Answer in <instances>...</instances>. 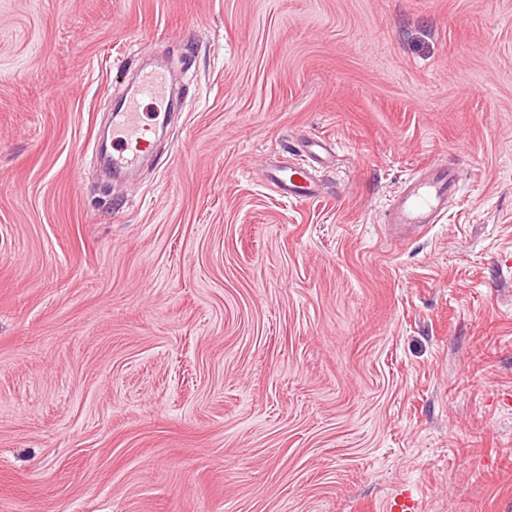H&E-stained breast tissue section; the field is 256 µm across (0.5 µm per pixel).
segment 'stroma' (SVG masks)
Instances as JSON below:
<instances>
[{
  "label": "stroma",
  "mask_w": 512,
  "mask_h": 512,
  "mask_svg": "<svg viewBox=\"0 0 512 512\" xmlns=\"http://www.w3.org/2000/svg\"><path fill=\"white\" fill-rule=\"evenodd\" d=\"M182 106L91 165L140 59ZM328 137L318 198L266 181ZM459 169L437 224L402 182ZM512 512V0H0V512ZM458 186L459 173L452 165H425L405 181L384 224L400 238L413 228L434 224L442 205Z\"/></svg>",
  "instance_id": "stroma-1"
}]
</instances>
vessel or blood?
<instances>
[{"label": "vessel or blood", "mask_w": 512, "mask_h": 512, "mask_svg": "<svg viewBox=\"0 0 512 512\" xmlns=\"http://www.w3.org/2000/svg\"><path fill=\"white\" fill-rule=\"evenodd\" d=\"M171 80L162 67L140 68L131 92L114 101L112 106V139L102 157L112 172H122L139 165L151 142L150 133L162 126L169 114ZM150 100L155 111L150 120H143L140 107ZM297 150L303 154V163L272 165L267 179L284 197L307 200L319 195L322 186L317 172L328 161L332 148L323 139L301 142ZM459 186V173L450 165L429 164L406 180L404 187L389 209L385 222L398 237H406L409 230L435 223L448 198Z\"/></svg>", "instance_id": "1"}]
</instances>
